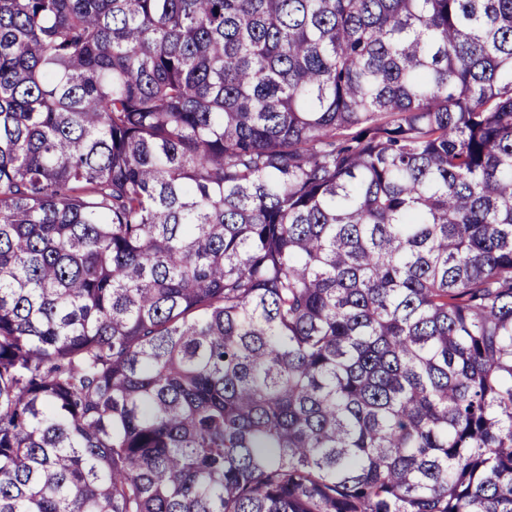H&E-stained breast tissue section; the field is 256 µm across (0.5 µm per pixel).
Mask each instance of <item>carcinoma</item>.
<instances>
[{"instance_id":"obj_1","label":"carcinoma","mask_w":512,"mask_h":512,"mask_svg":"<svg viewBox=\"0 0 512 512\" xmlns=\"http://www.w3.org/2000/svg\"><path fill=\"white\" fill-rule=\"evenodd\" d=\"M0 512H512V0H0Z\"/></svg>"}]
</instances>
